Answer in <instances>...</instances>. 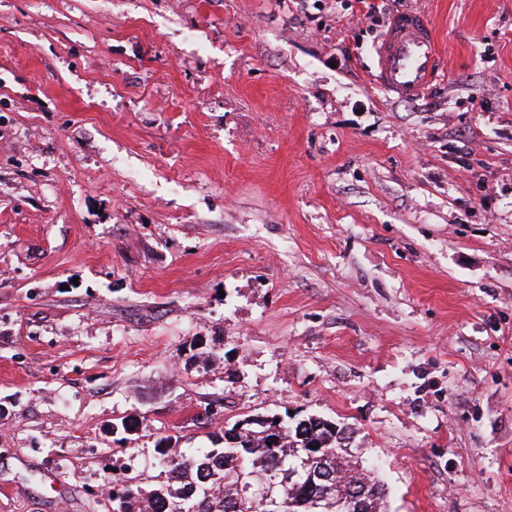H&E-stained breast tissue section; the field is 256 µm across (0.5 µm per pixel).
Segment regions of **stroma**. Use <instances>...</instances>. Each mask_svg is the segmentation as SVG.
<instances>
[{
	"mask_svg": "<svg viewBox=\"0 0 512 512\" xmlns=\"http://www.w3.org/2000/svg\"><path fill=\"white\" fill-rule=\"evenodd\" d=\"M406 8L411 101L361 0H0V512L288 412L388 512H512V0ZM375 53L374 82L400 99L420 96L442 69L433 26L425 14L416 10L391 17Z\"/></svg>",
	"mask_w": 512,
	"mask_h": 512,
	"instance_id": "1",
	"label": "stroma"
}]
</instances>
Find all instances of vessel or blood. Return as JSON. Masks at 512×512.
Instances as JSON below:
<instances>
[{"instance_id":"vessel-or-blood-1","label":"vessel or blood","mask_w":512,"mask_h":512,"mask_svg":"<svg viewBox=\"0 0 512 512\" xmlns=\"http://www.w3.org/2000/svg\"><path fill=\"white\" fill-rule=\"evenodd\" d=\"M375 53L374 82L401 99L420 96L442 69L433 27L425 14L416 10L391 17Z\"/></svg>"}]
</instances>
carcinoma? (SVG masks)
<instances>
[{"mask_svg": "<svg viewBox=\"0 0 512 512\" xmlns=\"http://www.w3.org/2000/svg\"><path fill=\"white\" fill-rule=\"evenodd\" d=\"M349 439L334 421L275 415L240 419L217 438L224 447L191 456L166 438L157 448L165 479L148 491L138 475L116 479L112 512H356L355 485L367 489L362 512H386L384 486L351 465ZM319 469L328 481L311 480Z\"/></svg>", "mask_w": 512, "mask_h": 512, "instance_id": "carcinoma-1", "label": "carcinoma"}]
</instances>
